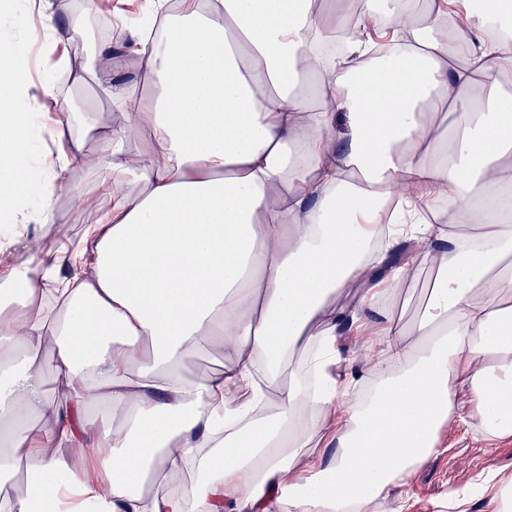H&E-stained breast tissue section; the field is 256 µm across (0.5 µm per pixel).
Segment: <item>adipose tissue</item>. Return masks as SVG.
<instances>
[{
    "label": "adipose tissue",
    "instance_id": "adipose-tissue-1",
    "mask_svg": "<svg viewBox=\"0 0 512 512\" xmlns=\"http://www.w3.org/2000/svg\"><path fill=\"white\" fill-rule=\"evenodd\" d=\"M33 6L0 0L18 34L0 50V223H51L75 167L112 206L73 256L44 244L0 269V486L22 483L0 512H392L446 427L512 438V0H144L97 51L131 122L91 154L45 141L70 106L34 109ZM371 28L390 53L368 56ZM336 40L365 60H323ZM422 263L407 327L387 303ZM341 336L368 337L370 363ZM298 351L320 393L281 382ZM315 440L332 461L297 472ZM185 471L186 490L144 494ZM477 499L512 512V479L448 508Z\"/></svg>",
    "mask_w": 512,
    "mask_h": 512
}]
</instances>
